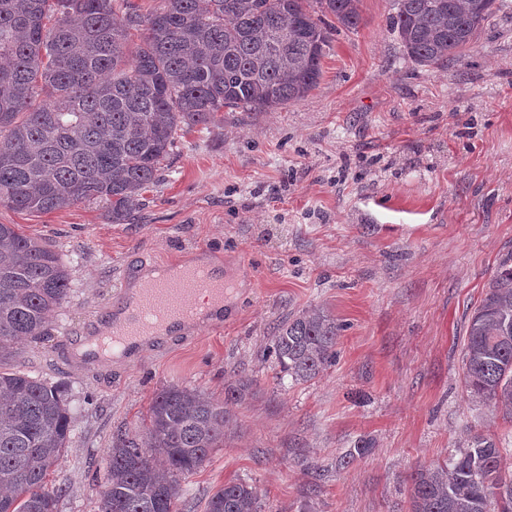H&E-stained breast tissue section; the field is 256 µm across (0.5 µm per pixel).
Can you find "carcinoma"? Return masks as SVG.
Masks as SVG:
<instances>
[{
	"instance_id": "carcinoma-1",
	"label": "carcinoma",
	"mask_w": 512,
	"mask_h": 512,
	"mask_svg": "<svg viewBox=\"0 0 512 512\" xmlns=\"http://www.w3.org/2000/svg\"><path fill=\"white\" fill-rule=\"evenodd\" d=\"M114 0H0V206L46 213L82 201L121 224L153 183L179 128L214 122L224 108L275 109L319 83L335 25L361 23L360 0H165L143 17ZM319 5L315 14L311 3ZM390 30L419 66L462 55L489 24L496 0H394ZM336 20L332 25L324 16ZM140 43L129 47L131 32ZM50 245L0 224V512H57L52 485L70 439L63 391L8 367L21 338L47 334L48 312L69 293ZM342 325L327 310L289 314L273 343L296 384L336 360ZM466 392L512 420V268L493 274L468 317ZM248 385L215 400L172 385L152 398L142 426L107 452L98 512H167L180 480L224 444ZM508 435L476 432L442 464L409 478L410 512H512ZM204 512H261L257 491L229 481Z\"/></svg>"
}]
</instances>
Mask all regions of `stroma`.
I'll list each match as a JSON object with an SVG mask.
<instances>
[{
    "instance_id": "stroma-1",
    "label": "stroma",
    "mask_w": 512,
    "mask_h": 512,
    "mask_svg": "<svg viewBox=\"0 0 512 512\" xmlns=\"http://www.w3.org/2000/svg\"><path fill=\"white\" fill-rule=\"evenodd\" d=\"M460 57L406 60L392 0H361L333 32L317 87L272 109H228L177 132L121 224L105 203L48 213L0 207L41 237L70 290L44 341L13 368L59 386L72 420L53 475L58 512H98L106 452L170 385L230 404L224 443L181 480L179 512H204L225 482L253 485L261 512H409L407 478L469 433H512L462 384L468 317L512 265V0ZM205 257L233 277L222 333L201 328L134 358L88 366L68 341L109 303L125 268ZM321 305L342 329L315 380L280 379L272 352L289 313ZM370 451L339 459L359 440Z\"/></svg>"
}]
</instances>
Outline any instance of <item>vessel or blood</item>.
I'll use <instances>...</instances> for the list:
<instances>
[{"label":"vessel or blood","mask_w":512,"mask_h":512,"mask_svg":"<svg viewBox=\"0 0 512 512\" xmlns=\"http://www.w3.org/2000/svg\"><path fill=\"white\" fill-rule=\"evenodd\" d=\"M202 293L208 294L213 305L223 306V283L202 278L188 268L175 278L146 280L136 290H123L96 320L80 329L87 361L95 362L102 356L95 342L99 322L111 323L110 339L128 351L147 338L170 335L172 328H194L189 314Z\"/></svg>","instance_id":"vessel-or-blood-1"}]
</instances>
